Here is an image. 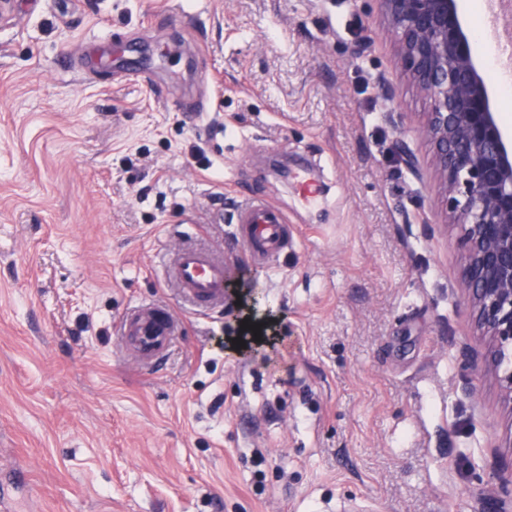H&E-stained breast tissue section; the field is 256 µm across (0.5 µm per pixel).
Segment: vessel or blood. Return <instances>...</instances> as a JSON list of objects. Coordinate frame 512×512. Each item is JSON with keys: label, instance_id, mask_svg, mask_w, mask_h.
Returning <instances> with one entry per match:
<instances>
[{"label": "vessel or blood", "instance_id": "1", "mask_svg": "<svg viewBox=\"0 0 512 512\" xmlns=\"http://www.w3.org/2000/svg\"><path fill=\"white\" fill-rule=\"evenodd\" d=\"M236 226L247 259L257 264H272L295 240L294 230L275 206L250 196L239 207ZM225 276L221 256L192 245L176 250L168 270L181 297L200 312L223 307ZM179 330V320L159 306H135L120 321L127 350L144 367L170 351Z\"/></svg>", "mask_w": 512, "mask_h": 512}]
</instances>
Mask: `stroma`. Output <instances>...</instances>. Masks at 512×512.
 Wrapping results in <instances>:
<instances>
[{
  "label": "stroma",
  "instance_id": "1",
  "mask_svg": "<svg viewBox=\"0 0 512 512\" xmlns=\"http://www.w3.org/2000/svg\"><path fill=\"white\" fill-rule=\"evenodd\" d=\"M97 42L143 79L91 65ZM429 110L376 0H0L13 512H512V403L479 372ZM246 196L298 231L273 266L241 258ZM187 240L274 344L236 345V301L184 304L164 271ZM152 303L182 324L145 371L119 322Z\"/></svg>",
  "mask_w": 512,
  "mask_h": 512
}]
</instances>
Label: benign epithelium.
<instances>
[{"label":"benign epithelium","mask_w":512,"mask_h":512,"mask_svg":"<svg viewBox=\"0 0 512 512\" xmlns=\"http://www.w3.org/2000/svg\"><path fill=\"white\" fill-rule=\"evenodd\" d=\"M401 65L431 101L425 131L435 148L449 218L464 226L463 285L475 328L494 350L484 372L512 400V138L492 105L459 0H378Z\"/></svg>","instance_id":"obj_1"}]
</instances>
